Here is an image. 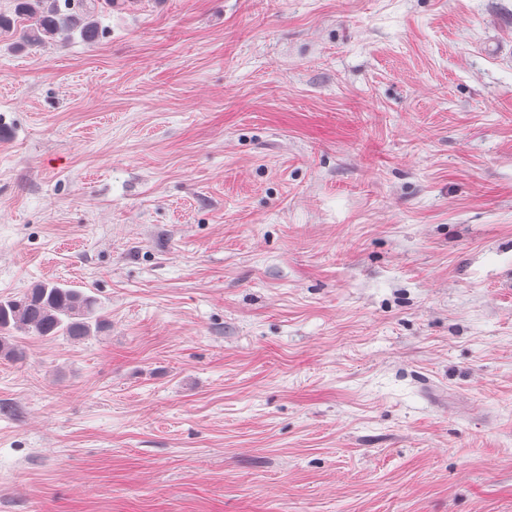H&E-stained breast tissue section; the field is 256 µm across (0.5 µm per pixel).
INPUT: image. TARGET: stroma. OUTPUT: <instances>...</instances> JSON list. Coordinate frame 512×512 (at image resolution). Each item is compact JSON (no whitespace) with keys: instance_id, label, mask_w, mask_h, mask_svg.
Returning a JSON list of instances; mask_svg holds the SVG:
<instances>
[{"instance_id":"35a3bbf8","label":"stroma","mask_w":512,"mask_h":512,"mask_svg":"<svg viewBox=\"0 0 512 512\" xmlns=\"http://www.w3.org/2000/svg\"><path fill=\"white\" fill-rule=\"evenodd\" d=\"M0 33V512H512V0H98ZM55 1L46 6L44 0H16V13L25 16L29 23L21 34L20 44L57 42V37L65 40L77 31L83 42L94 44L100 36L96 2L65 0L66 11H62L54 7ZM95 299L61 282L38 281L18 297L0 300V359L22 356L16 333L78 342L99 332Z\"/></svg>"}]
</instances>
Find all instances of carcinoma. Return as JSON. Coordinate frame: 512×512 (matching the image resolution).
I'll return each mask as SVG.
<instances>
[{
    "label": "carcinoma",
    "mask_w": 512,
    "mask_h": 512,
    "mask_svg": "<svg viewBox=\"0 0 512 512\" xmlns=\"http://www.w3.org/2000/svg\"><path fill=\"white\" fill-rule=\"evenodd\" d=\"M96 8L94 0H66L63 10L44 0H16V13L28 21L20 43H51L77 32L83 42L93 44L100 36ZM102 326L92 296L61 282L38 281L22 295L0 300V359L21 358L19 333L78 342Z\"/></svg>",
    "instance_id": "obj_1"
}]
</instances>
